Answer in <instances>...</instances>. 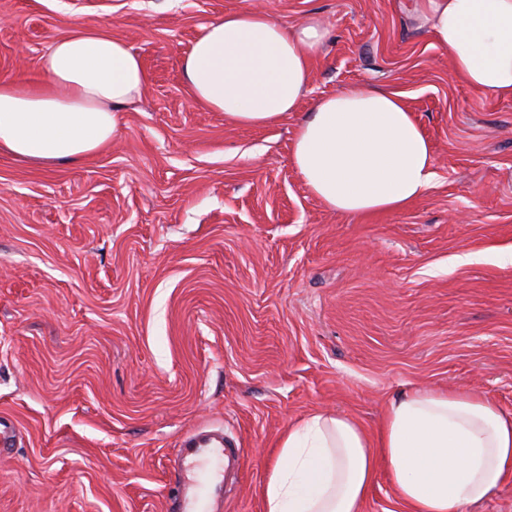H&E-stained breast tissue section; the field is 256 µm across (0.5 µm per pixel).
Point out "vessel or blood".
Listing matches in <instances>:
<instances>
[{
  "instance_id": "obj_1",
  "label": "vessel or blood",
  "mask_w": 512,
  "mask_h": 512,
  "mask_svg": "<svg viewBox=\"0 0 512 512\" xmlns=\"http://www.w3.org/2000/svg\"><path fill=\"white\" fill-rule=\"evenodd\" d=\"M231 448L223 430L197 429L186 434L179 448L181 470L189 476L193 494L184 500L183 512H206L202 501L207 492L220 487L225 459Z\"/></svg>"
}]
</instances>
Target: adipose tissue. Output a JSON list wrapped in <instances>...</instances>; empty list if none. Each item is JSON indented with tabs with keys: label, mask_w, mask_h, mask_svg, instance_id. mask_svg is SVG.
Instances as JSON below:
<instances>
[{
	"label": "adipose tissue",
	"mask_w": 512,
	"mask_h": 512,
	"mask_svg": "<svg viewBox=\"0 0 512 512\" xmlns=\"http://www.w3.org/2000/svg\"><path fill=\"white\" fill-rule=\"evenodd\" d=\"M415 12L448 54L451 76L512 99V0H419ZM327 38L321 21L289 27L258 8L201 28L182 60L191 100L238 125L296 111ZM42 82L0 80V153L41 166L78 162L109 145L121 107L149 75L108 26L75 27L38 63ZM291 161L309 191L349 216L401 210L435 173L432 145L401 95L347 87L320 99L296 128ZM512 469V417L466 391L410 389L389 403L376 437L346 416L292 424L263 489L264 512H361L385 472L405 512H471Z\"/></svg>",
	"instance_id": "ef3b65f1"
}]
</instances>
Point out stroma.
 Masks as SVG:
<instances>
[{
	"label": "stroma",
	"instance_id": "35a3bbf8",
	"mask_svg": "<svg viewBox=\"0 0 512 512\" xmlns=\"http://www.w3.org/2000/svg\"><path fill=\"white\" fill-rule=\"evenodd\" d=\"M415 0H0V79L40 82L74 26L143 60L142 101L78 163L0 155V512H176L181 438L239 449L220 512H263L289 424L376 434L405 389L473 390L512 415V99L454 80ZM251 6L329 32L296 114L232 124L193 104L201 26ZM353 86L403 95L435 177L405 209H327L296 126Z\"/></svg>",
	"mask_w": 512,
	"mask_h": 512
}]
</instances>
